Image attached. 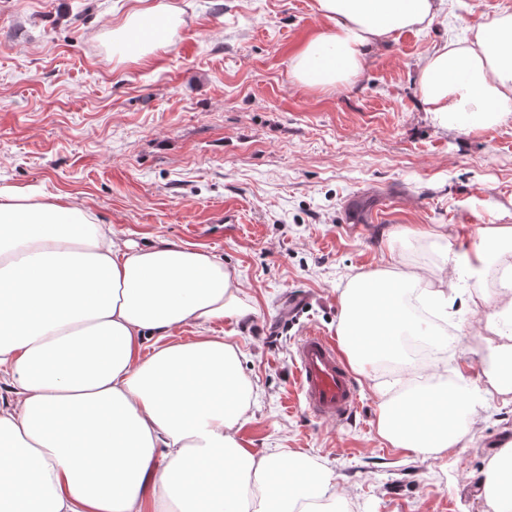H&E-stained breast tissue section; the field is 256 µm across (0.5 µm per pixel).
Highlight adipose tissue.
I'll return each instance as SVG.
<instances>
[{"label":"adipose tissue","instance_id":"adipose-tissue-1","mask_svg":"<svg viewBox=\"0 0 512 512\" xmlns=\"http://www.w3.org/2000/svg\"><path fill=\"white\" fill-rule=\"evenodd\" d=\"M441 0H316L330 23L294 56L301 83L338 86L371 52L431 24ZM175 13L146 7L112 30V54L143 59L162 46ZM424 111L469 132L512 114V15L480 24L468 44H444L417 73ZM390 269L360 274L341 294L337 334L350 363L374 366L385 340L420 333L401 314ZM236 270L204 249L117 240L77 196L0 188V512H336V477L300 455L260 454L238 433L251 382L221 336L174 340L245 311ZM492 346L487 385L448 384L427 369L437 398L512 391ZM463 426L448 412L399 407L381 393L378 433L417 456L446 455ZM512 481V448L480 477L492 512Z\"/></svg>","mask_w":512,"mask_h":512}]
</instances>
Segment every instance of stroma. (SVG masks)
Here are the masks:
<instances>
[{"label":"stroma","instance_id":"obj_1","mask_svg":"<svg viewBox=\"0 0 512 512\" xmlns=\"http://www.w3.org/2000/svg\"><path fill=\"white\" fill-rule=\"evenodd\" d=\"M150 2L181 22L132 62L110 39L135 0H0V187L76 195L116 238L188 244L236 270L246 316L205 331L230 337L252 382L241 439L328 466L343 512H492L476 476L512 441V395L478 403L452 453L417 457L377 432V389H398L397 372L356 374L358 412L329 422L300 402L294 356L307 331L335 335L343 289L388 255L397 274L432 272L440 246L512 226V115L443 129L414 83L436 46L473 40L512 0H444L337 89L303 86L290 67L329 27L315 0ZM351 199L363 230L343 221ZM447 289L448 366L479 368L505 302L460 269Z\"/></svg>","mask_w":512,"mask_h":512}]
</instances>
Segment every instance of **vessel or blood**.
Returning <instances> with one entry per match:
<instances>
[{
    "label": "vessel or blood",
    "instance_id": "b4317fda",
    "mask_svg": "<svg viewBox=\"0 0 512 512\" xmlns=\"http://www.w3.org/2000/svg\"><path fill=\"white\" fill-rule=\"evenodd\" d=\"M305 409L329 421H342L359 406L355 382L334 342L316 332L299 340L294 358Z\"/></svg>",
    "mask_w": 512,
    "mask_h": 512
}]
</instances>
